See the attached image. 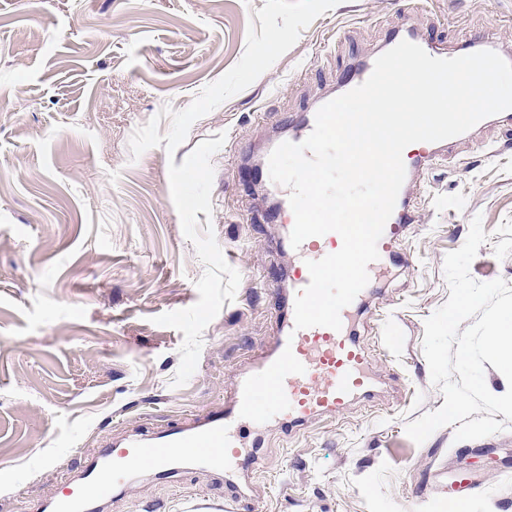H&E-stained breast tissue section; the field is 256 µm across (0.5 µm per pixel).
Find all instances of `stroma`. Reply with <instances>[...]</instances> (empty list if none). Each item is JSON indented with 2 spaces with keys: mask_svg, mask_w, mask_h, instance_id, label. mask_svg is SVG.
Listing matches in <instances>:
<instances>
[{
  "mask_svg": "<svg viewBox=\"0 0 512 512\" xmlns=\"http://www.w3.org/2000/svg\"><path fill=\"white\" fill-rule=\"evenodd\" d=\"M265 0H0V512H37L94 448L157 433L223 407L275 334L278 300L260 278L290 257L252 192L250 163L293 115L339 90L353 57H371L412 21L455 50L512 53V0H343L302 30L253 84L190 128L186 141L132 158L129 139L164 106L180 110L241 58ZM225 135L212 156L210 222L241 275L202 333L181 387L183 334L154 316L188 308L205 271L172 202L169 164ZM408 194L412 264L381 284L356 328L391 380L298 438L267 429L249 498L258 512H448L468 460L482 488L465 512H512V427L474 440L406 425L444 403L423 353L424 323L449 297L443 263L474 216L490 239L470 273L512 287V135L498 118L449 145ZM222 476L204 467L134 476L103 512H228Z\"/></svg>",
  "mask_w": 512,
  "mask_h": 512,
  "instance_id": "35a3bbf8",
  "label": "stroma"
}]
</instances>
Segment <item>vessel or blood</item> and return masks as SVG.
I'll return each instance as SVG.
<instances>
[{
	"label": "vessel or blood",
	"instance_id": "vessel-or-blood-1",
	"mask_svg": "<svg viewBox=\"0 0 512 512\" xmlns=\"http://www.w3.org/2000/svg\"><path fill=\"white\" fill-rule=\"evenodd\" d=\"M404 40L421 46L431 56L442 55L436 41L419 35L412 24H403L389 36L393 46ZM373 67V60L358 62L341 77L342 91L365 82ZM446 147L443 141L421 142L404 152L407 181L420 179ZM417 221L414 203L406 193H399L377 244L379 259L368 266L370 281L342 309V328L338 331L321 326L301 330L295 327L294 303L310 281L308 262L320 260L342 246L341 237L334 232L305 240L296 250L292 264L265 277L270 288L280 280L288 283V295L276 318V336L254 368L239 379L223 408L208 411L189 424L170 423L158 435L136 434L104 442L78 479L64 481L62 492L48 504L50 512H102L112 496L127 489L135 474L170 465H201L223 474L233 498H243L240 479L254 473L259 459L257 449L245 442V427L277 420L293 437L304 432L312 420L342 412L351 400L373 399L375 373L352 317L362 313L376 295L375 277L382 263L408 265V258L398 247Z\"/></svg>",
	"mask_w": 512,
	"mask_h": 512
}]
</instances>
